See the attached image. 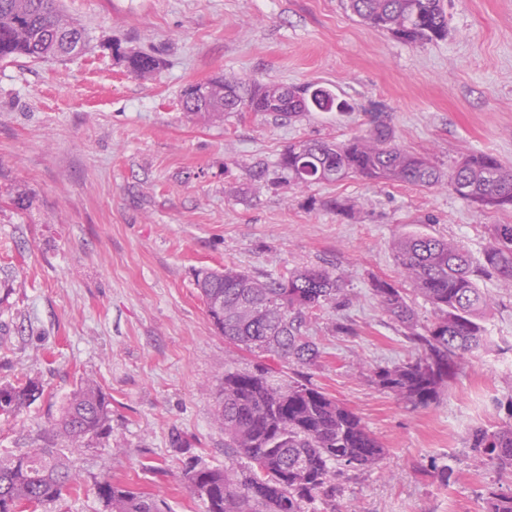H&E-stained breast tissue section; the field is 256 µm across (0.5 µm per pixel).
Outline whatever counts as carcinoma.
<instances>
[{
    "label": "carcinoma",
    "instance_id": "cac0c4a2",
    "mask_svg": "<svg viewBox=\"0 0 512 512\" xmlns=\"http://www.w3.org/2000/svg\"><path fill=\"white\" fill-rule=\"evenodd\" d=\"M364 24L410 43L448 36L443 0H347ZM83 33L60 0H0V58H64L79 52ZM130 74L148 79L159 59L146 52L119 53ZM185 111L208 119L226 112H265L296 118L312 110L342 108L319 85L302 88L273 81L246 84L215 79L187 87ZM293 187L337 182L356 176L429 189L448 180V189L469 202L496 209L512 207V170L487 153L460 157L448 172L430 159L399 147L393 129L373 122L366 133L345 142H298L277 162ZM393 251L402 281L432 306L424 326L407 301L405 289L376 279L371 294L384 314L404 330L416 355L393 366L366 368L378 389L414 408L436 402L469 355L486 344L483 318L491 300L477 280L493 274L512 284V224H494L483 263L451 239L414 235L398 238ZM196 286L215 329L228 344L270 354L293 365H314L324 355L306 335L318 312L346 303L342 274L322 267H297L261 277L226 265L202 270ZM31 378L0 385V415L11 416L43 395ZM213 419L224 428L226 447L248 460L241 470L206 466L184 470L182 480L203 512H303V504L332 497V466L363 470L377 465L385 448L344 403L322 388L297 378L284 379L265 367L224 372L214 396ZM111 399L92 378L79 385L50 421L52 439L67 449L84 448L109 430ZM476 466L512 477V400L506 420L477 428L467 439ZM105 512H165V503L107 475L96 482ZM79 491L68 457L57 448H28L0 454V512H34ZM485 512H512V481L488 488Z\"/></svg>",
    "mask_w": 512,
    "mask_h": 512
}]
</instances>
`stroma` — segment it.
Masks as SVG:
<instances>
[{"mask_svg": "<svg viewBox=\"0 0 512 512\" xmlns=\"http://www.w3.org/2000/svg\"><path fill=\"white\" fill-rule=\"evenodd\" d=\"M445 5L447 38L409 45L363 24L346 0H62L86 33L82 52L0 59V384L44 386L20 414L0 416V453L44 445L81 378L112 399L109 431L70 456L81 492L37 512H104L95 483L107 474L170 512H200L183 469L245 465L212 421L210 391L225 371L281 364L215 332L196 274L228 263L345 278L350 304L312 321L325 356L302 374L386 454L366 470L336 467L335 506L305 512H482L498 475L475 467L465 442L505 420L512 398V284L479 280L493 300L488 346L430 407L398 403L361 372L413 353L371 294L374 279L400 281L394 239L451 238L478 261L489 225L512 224V209L479 207L444 183L291 188L277 166L290 144L341 142L380 118L399 146L441 168L470 152L512 167V0ZM111 40L155 49L163 64L135 78ZM217 76L318 83L350 108L291 122L185 112L183 88ZM332 198L361 210L329 209Z\"/></svg>", "mask_w": 512, "mask_h": 512, "instance_id": "1", "label": "stroma"}]
</instances>
